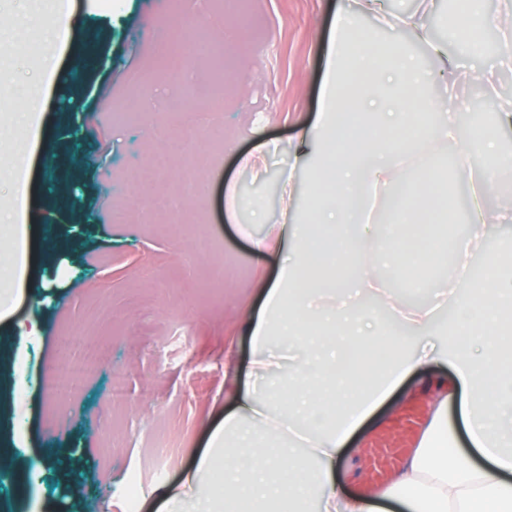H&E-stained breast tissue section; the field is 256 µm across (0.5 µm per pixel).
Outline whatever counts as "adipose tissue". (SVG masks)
Listing matches in <instances>:
<instances>
[{"label": "adipose tissue", "instance_id": "obj_1", "mask_svg": "<svg viewBox=\"0 0 512 512\" xmlns=\"http://www.w3.org/2000/svg\"><path fill=\"white\" fill-rule=\"evenodd\" d=\"M429 0L393 23L389 40L361 26L381 14L380 0H358L337 11L326 46L328 80L316 124L318 149L298 160L309 199L300 224H277L282 246L276 279L263 284L258 311L247 325L250 384L236 387L233 406L200 458L195 477L207 486L191 512H512V265L491 269L457 304L444 335L429 333L431 308L404 307L403 329L377 340L365 334L373 308L350 304V288L379 294L375 270L400 274L410 257L431 263L417 248V223L447 236L451 222L439 203L442 186L427 169L409 182L390 224L369 222V188L394 192L404 160L442 145L456 150L459 175L493 143L461 133L467 104L448 96L464 73L429 40ZM452 40L464 50L498 26L500 68L512 70V28L489 17L485 0H460ZM425 44L429 65L401 44ZM435 112L431 123L424 113ZM512 199V163L500 162L470 199L466 237L456 257L485 238L488 188ZM437 391L417 448L393 486L363 494L342 484L337 467L351 436L406 378ZM459 400L472 454L451 451L448 404Z\"/></svg>", "mask_w": 512, "mask_h": 512}]
</instances>
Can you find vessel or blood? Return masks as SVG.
Here are the masks:
<instances>
[{"label":"vessel or blood","instance_id":"b4317fda","mask_svg":"<svg viewBox=\"0 0 512 512\" xmlns=\"http://www.w3.org/2000/svg\"><path fill=\"white\" fill-rule=\"evenodd\" d=\"M418 429L419 417L413 413L371 442L364 458L370 480L382 482L389 477L413 447Z\"/></svg>","mask_w":512,"mask_h":512}]
</instances>
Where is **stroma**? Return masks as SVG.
I'll use <instances>...</instances> for the list:
<instances>
[{"mask_svg":"<svg viewBox=\"0 0 512 512\" xmlns=\"http://www.w3.org/2000/svg\"><path fill=\"white\" fill-rule=\"evenodd\" d=\"M57 3L72 16L64 44L28 23L36 0H0V14L16 21L0 35V207L27 186L29 225L20 260L15 238L0 227V293L17 266L36 277L11 321L0 323V347L11 357L0 375V434L12 450L0 473V512H158L164 493L189 495L186 476L232 403L225 354L247 373L241 325L259 304V284L277 274L276 256L256 254L250 238L296 223L305 207L307 177L290 171L293 144L317 122L328 29L349 0H200L182 37L226 42L240 89L217 117L209 101L187 102L199 135L172 165L207 153L201 192L182 224L159 214L149 227L138 222L140 208L175 192V182L149 178L136 190L128 175L148 169L171 134L165 109L173 90L153 59L168 50L187 0ZM143 76L155 81L147 102ZM452 92L471 104L461 126L481 118L488 135L512 142V129L496 121L512 100V71L499 72L497 96L470 82ZM259 143L262 158L249 163ZM44 224L74 248L46 256ZM192 250L198 258L188 275L181 258ZM221 261L240 270L222 288L204 279ZM156 279L170 285L157 299ZM138 297L152 299L150 315L134 312ZM64 332L110 343L112 358L79 392L51 404L41 376ZM129 367L136 375L128 402L106 409L113 372Z\"/></svg>","mask_w":512,"mask_h":512,"instance_id":"1","label":"stroma"}]
</instances>
